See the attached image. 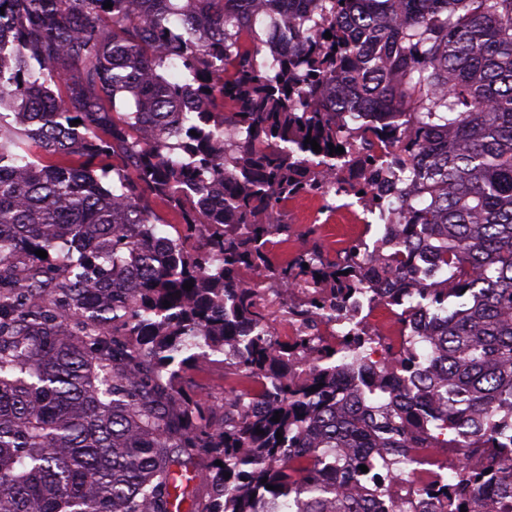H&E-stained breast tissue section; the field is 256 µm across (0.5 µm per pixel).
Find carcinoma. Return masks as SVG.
I'll list each match as a JSON object with an SVG mask.
<instances>
[{
    "instance_id": "cac0c4a2",
    "label": "carcinoma",
    "mask_w": 512,
    "mask_h": 512,
    "mask_svg": "<svg viewBox=\"0 0 512 512\" xmlns=\"http://www.w3.org/2000/svg\"><path fill=\"white\" fill-rule=\"evenodd\" d=\"M1 7L0 512H379L359 466L400 476L417 448L454 450L467 512L512 499V0ZM395 107L409 128L374 121ZM381 142L410 185L383 202ZM355 143L383 235L332 256L312 224L272 265L284 204ZM277 288L302 326L385 288L411 335L276 341ZM215 354L253 381L219 426L179 387Z\"/></svg>"
}]
</instances>
